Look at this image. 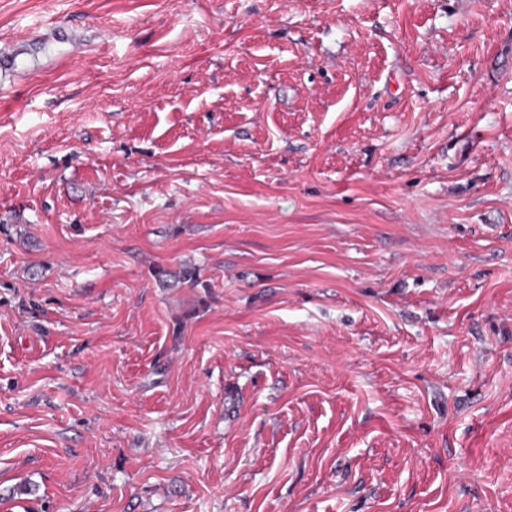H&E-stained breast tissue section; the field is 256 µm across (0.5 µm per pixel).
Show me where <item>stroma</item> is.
I'll use <instances>...</instances> for the list:
<instances>
[{"label":"stroma","instance_id":"stroma-1","mask_svg":"<svg viewBox=\"0 0 512 512\" xmlns=\"http://www.w3.org/2000/svg\"><path fill=\"white\" fill-rule=\"evenodd\" d=\"M0 512H512V0H0Z\"/></svg>","mask_w":512,"mask_h":512}]
</instances>
